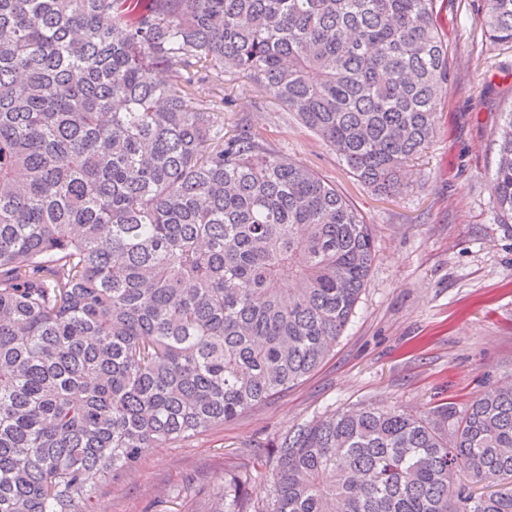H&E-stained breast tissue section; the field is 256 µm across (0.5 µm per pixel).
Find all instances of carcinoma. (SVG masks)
Returning a JSON list of instances; mask_svg holds the SVG:
<instances>
[{
  "mask_svg": "<svg viewBox=\"0 0 512 512\" xmlns=\"http://www.w3.org/2000/svg\"><path fill=\"white\" fill-rule=\"evenodd\" d=\"M436 3L0 0V512H95L103 474L328 358L371 225L259 130L224 134L190 89L265 88L392 192L448 93ZM481 12L490 48L512 49V0ZM498 146L506 223L512 111ZM271 479L262 506L225 487L224 512H512V386L458 416L333 411L279 438Z\"/></svg>",
  "mask_w": 512,
  "mask_h": 512,
  "instance_id": "obj_1",
  "label": "carcinoma"
}]
</instances>
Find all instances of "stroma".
I'll return each mask as SVG.
<instances>
[{"label": "stroma", "instance_id": "stroma-1", "mask_svg": "<svg viewBox=\"0 0 512 512\" xmlns=\"http://www.w3.org/2000/svg\"><path fill=\"white\" fill-rule=\"evenodd\" d=\"M480 0H441L451 81L437 135L410 162L400 193L375 194L269 92L238 80L225 131L247 121L320 173L372 224L376 258L344 333L321 367L280 396L189 439L147 449L101 480L96 512H213L248 474L266 501L273 438L332 410L391 406L419 416L463 411L484 389L512 384V223H499L495 131L512 110V49L493 67Z\"/></svg>", "mask_w": 512, "mask_h": 512}]
</instances>
